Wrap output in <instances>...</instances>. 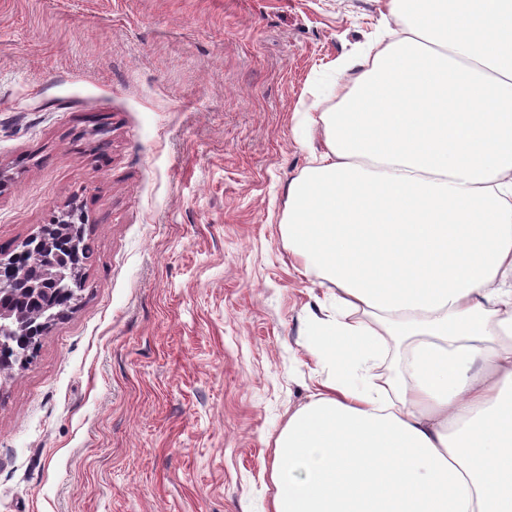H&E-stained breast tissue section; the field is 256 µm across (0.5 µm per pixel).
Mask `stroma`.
Returning <instances> with one entry per match:
<instances>
[{"label": "stroma", "mask_w": 512, "mask_h": 512, "mask_svg": "<svg viewBox=\"0 0 512 512\" xmlns=\"http://www.w3.org/2000/svg\"><path fill=\"white\" fill-rule=\"evenodd\" d=\"M383 0H0V247L79 198L78 305L0 377V512H267L325 373L297 126Z\"/></svg>", "instance_id": "35a3bbf8"}]
</instances>
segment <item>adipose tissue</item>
<instances>
[{"label": "adipose tissue", "mask_w": 512, "mask_h": 512, "mask_svg": "<svg viewBox=\"0 0 512 512\" xmlns=\"http://www.w3.org/2000/svg\"><path fill=\"white\" fill-rule=\"evenodd\" d=\"M388 8L288 186V248L334 293L270 512H512V0ZM383 336L406 347L377 384Z\"/></svg>", "instance_id": "obj_1"}]
</instances>
